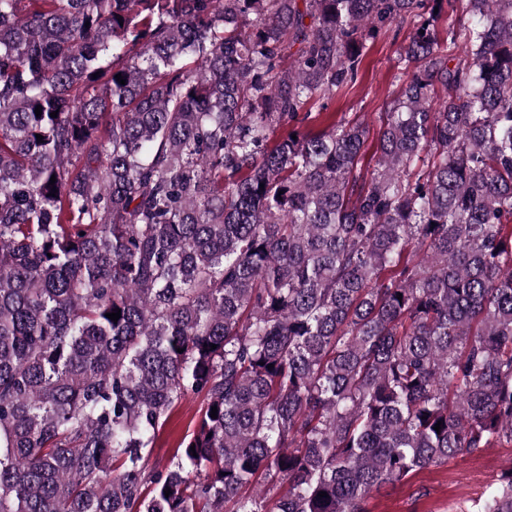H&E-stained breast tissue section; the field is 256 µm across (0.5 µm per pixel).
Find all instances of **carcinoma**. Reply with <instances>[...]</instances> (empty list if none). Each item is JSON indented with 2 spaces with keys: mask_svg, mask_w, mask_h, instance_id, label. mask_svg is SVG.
<instances>
[{
  "mask_svg": "<svg viewBox=\"0 0 512 512\" xmlns=\"http://www.w3.org/2000/svg\"><path fill=\"white\" fill-rule=\"evenodd\" d=\"M397 21L365 168L328 103ZM504 447L512 0H0V512H368ZM201 407L202 398L197 395L186 396L176 403L154 443L150 466L163 467L169 463L181 438L192 432Z\"/></svg>",
  "mask_w": 512,
  "mask_h": 512,
  "instance_id": "1",
  "label": "carcinoma"
}]
</instances>
